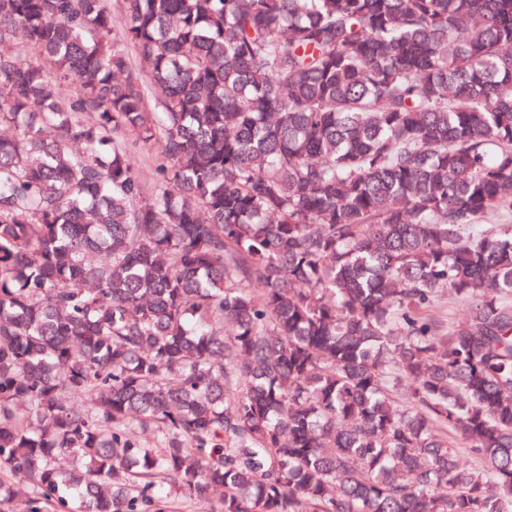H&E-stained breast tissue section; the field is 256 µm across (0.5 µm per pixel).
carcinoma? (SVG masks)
Wrapping results in <instances>:
<instances>
[{"label":"carcinoma","instance_id":"cac0c4a2","mask_svg":"<svg viewBox=\"0 0 512 512\" xmlns=\"http://www.w3.org/2000/svg\"><path fill=\"white\" fill-rule=\"evenodd\" d=\"M120 14L0 0V507L512 512V0Z\"/></svg>","mask_w":512,"mask_h":512}]
</instances>
